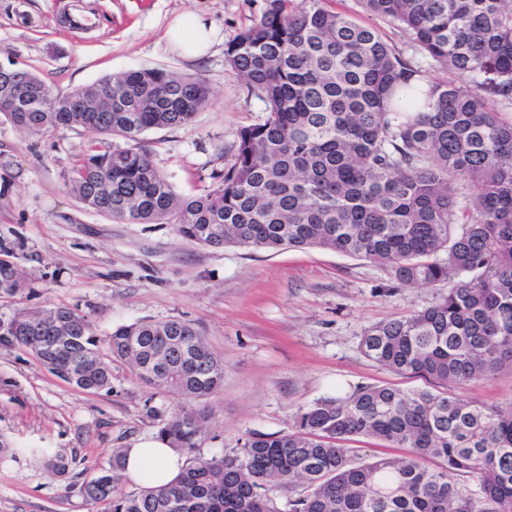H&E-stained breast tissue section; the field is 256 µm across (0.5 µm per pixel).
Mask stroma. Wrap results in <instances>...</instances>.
<instances>
[{
    "mask_svg": "<svg viewBox=\"0 0 512 512\" xmlns=\"http://www.w3.org/2000/svg\"><path fill=\"white\" fill-rule=\"evenodd\" d=\"M93 27L67 23L70 0H0V62L34 70L53 93L66 94L137 68L204 79L208 105L177 128L140 137L174 189L196 195L231 163L239 131L265 116L263 103L228 75L227 43L260 17L265 0H81ZM337 11L378 30L434 81L446 70L422 54L400 25L367 12L359 0ZM196 14L214 31L205 55L185 56L175 42L178 17ZM91 139L78 126L35 135L0 115V248L10 249L25 286L0 295V316L22 308H79L105 335L138 320L193 323L224 359V384L201 450L220 455L245 433L287 430L293 415L335 387H426L372 362L359 350L364 329L434 304L447 284L402 288L382 267L321 249L255 251L204 247L169 224L117 222L84 208L65 188L74 160ZM458 397L512 403V371L467 386ZM171 395L112 365L111 393L77 389L51 374L27 349L0 346V512H96L80 487L114 449L157 434ZM66 455L65 474L30 454Z\"/></svg>",
    "mask_w": 512,
    "mask_h": 512,
    "instance_id": "1",
    "label": "stroma"
}]
</instances>
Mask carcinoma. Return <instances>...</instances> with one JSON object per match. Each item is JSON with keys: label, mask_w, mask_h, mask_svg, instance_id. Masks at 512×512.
<instances>
[{"label": "carcinoma", "mask_w": 512, "mask_h": 512, "mask_svg": "<svg viewBox=\"0 0 512 512\" xmlns=\"http://www.w3.org/2000/svg\"><path fill=\"white\" fill-rule=\"evenodd\" d=\"M326 0H266L228 43L230 75L265 105L239 131L216 185L177 194L139 136L191 121L207 84L160 68L105 77L79 108L44 104L33 71L0 73L17 127L78 125L94 135L67 192L117 221L171 224L214 248H318L384 267L402 287L456 280L433 305L365 328L375 363L430 388L358 385L299 410L288 431L249 432L221 455L200 452L212 415L204 399L224 360L190 323L169 319L97 334L78 308L0 316V346H21L84 391L112 392V363L197 406L167 411L158 437L185 455L168 486L123 493L118 448L82 486L105 512H512V403L466 401L468 385L512 370V0H362L399 24L450 78L429 80L369 27ZM109 136L132 146L114 148ZM0 249V294L24 287ZM383 440L402 458L355 461L347 442ZM56 472L68 458L33 448ZM288 491L284 505L270 495Z\"/></svg>", "instance_id": "1"}]
</instances>
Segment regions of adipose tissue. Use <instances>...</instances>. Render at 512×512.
Masks as SVG:
<instances>
[{"label": "adipose tissue", "mask_w": 512, "mask_h": 512, "mask_svg": "<svg viewBox=\"0 0 512 512\" xmlns=\"http://www.w3.org/2000/svg\"><path fill=\"white\" fill-rule=\"evenodd\" d=\"M184 467L182 455L165 441L150 436L125 451L124 476L140 487L170 484Z\"/></svg>", "instance_id": "1"}]
</instances>
